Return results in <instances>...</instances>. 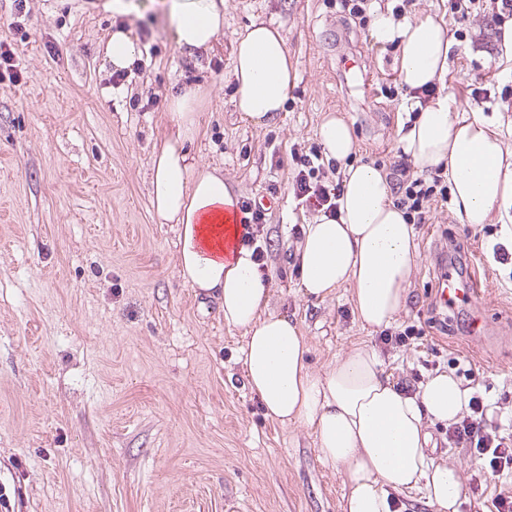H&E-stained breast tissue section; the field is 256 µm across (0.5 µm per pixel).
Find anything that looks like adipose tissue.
<instances>
[{"label": "adipose tissue", "instance_id": "1", "mask_svg": "<svg viewBox=\"0 0 512 512\" xmlns=\"http://www.w3.org/2000/svg\"><path fill=\"white\" fill-rule=\"evenodd\" d=\"M170 2L177 45L213 53L224 28V0ZM375 37L397 43L395 69L410 89L434 85L448 71V27L434 15L405 22L378 16ZM231 77L234 104L253 124L265 125L283 111L296 80L283 32L251 24L233 43ZM201 96L190 86L171 95L172 130L149 163L154 214L178 230L179 277L216 297L225 323L243 329L246 383L266 415L312 427L320 463L345 471L342 512H394L396 495L415 490L438 512H458L462 475L454 465L431 460L428 426L456 422L469 388L442 372L407 393L383 376L378 354L365 344L324 373L311 368L308 339L296 322L267 310L270 290L241 244L231 183L221 168L188 159L187 144L200 136ZM318 138L325 155L339 161L355 150L350 126L334 114L324 117ZM401 143L416 171L447 169L460 223L512 222V148L497 121L479 112L460 116L456 100L441 94L421 109ZM342 175L337 216L314 218L297 247L301 283L307 296L320 299L350 286L363 325L386 328L404 305L419 260L414 228L395 205L382 168L349 164Z\"/></svg>", "mask_w": 512, "mask_h": 512}]
</instances>
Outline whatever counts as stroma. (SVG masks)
Wrapping results in <instances>:
<instances>
[{"label": "stroma", "mask_w": 512, "mask_h": 512, "mask_svg": "<svg viewBox=\"0 0 512 512\" xmlns=\"http://www.w3.org/2000/svg\"><path fill=\"white\" fill-rule=\"evenodd\" d=\"M106 3L0 0V36L22 72L0 82V512H341L345 473L321 465L310 427L265 416L244 377L243 330L179 278L178 233L154 216L148 167L170 128V94L201 85L190 153L222 166L240 199L267 200L268 309L296 321L311 368L325 371L379 333L357 318L350 288L304 295L292 229L315 214L293 195L288 152L315 143L333 113L352 129L350 163L389 169L411 98L398 49L336 0H224L214 55L176 45L168 0H129L123 15ZM406 11L442 18L453 36L438 91L466 113L506 112L512 53L489 13L462 15L448 0ZM255 22L282 30L297 73L284 112L263 127L237 112L231 78L230 47ZM120 25L144 67L116 89L104 47ZM133 98L150 108L131 110ZM501 231L460 223L448 204L415 225L419 261L395 324L424 334L380 350L390 381L470 362L478 391L512 411V258L492 253ZM456 252L483 295L443 306L438 265ZM429 430V456L463 477L459 512H489L512 480L449 447L447 426Z\"/></svg>", "instance_id": "1"}]
</instances>
